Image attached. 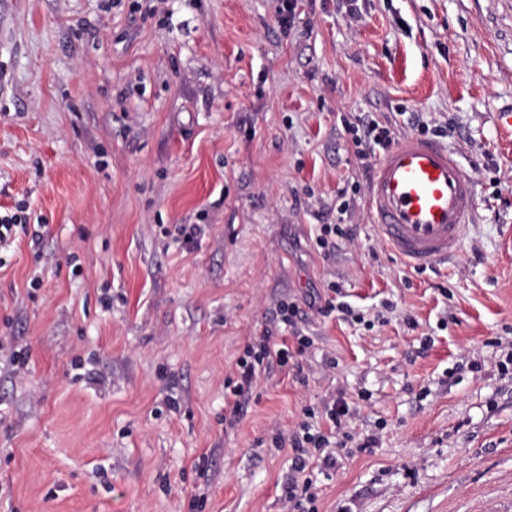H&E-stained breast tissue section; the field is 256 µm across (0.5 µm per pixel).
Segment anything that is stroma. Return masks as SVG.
I'll use <instances>...</instances> for the list:
<instances>
[{
    "label": "stroma",
    "mask_w": 512,
    "mask_h": 512,
    "mask_svg": "<svg viewBox=\"0 0 512 512\" xmlns=\"http://www.w3.org/2000/svg\"><path fill=\"white\" fill-rule=\"evenodd\" d=\"M348 5L0 0V207L43 222L0 266V334L30 349L0 364V512H285L271 437L340 397L379 443L313 472L319 512H512V0ZM411 112L452 126L476 191L456 257L419 270L349 132L411 136ZM310 292L355 318L284 328ZM296 332L304 380L271 369L225 427L245 348ZM2 357L14 375H22L28 371L29 348L18 336H0L1 361Z\"/></svg>",
    "instance_id": "stroma-1"
}]
</instances>
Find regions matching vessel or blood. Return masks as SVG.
<instances>
[{
	"instance_id": "1",
	"label": "vessel or blood",
	"mask_w": 512,
	"mask_h": 512,
	"mask_svg": "<svg viewBox=\"0 0 512 512\" xmlns=\"http://www.w3.org/2000/svg\"><path fill=\"white\" fill-rule=\"evenodd\" d=\"M372 222L407 267L453 257L475 212L473 182L452 151L410 136L392 145L369 186Z\"/></svg>"
}]
</instances>
